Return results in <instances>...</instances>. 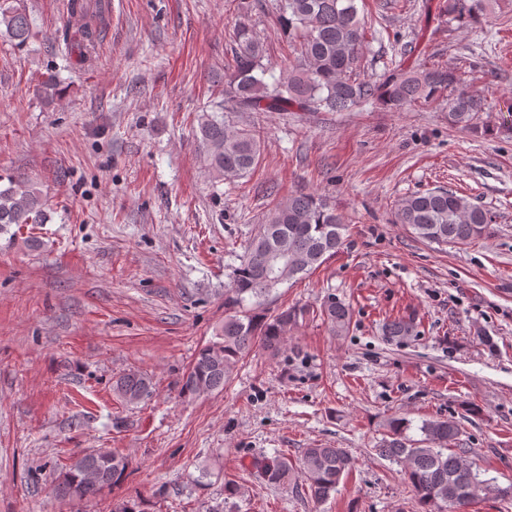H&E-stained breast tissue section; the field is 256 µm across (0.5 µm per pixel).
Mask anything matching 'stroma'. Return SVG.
<instances>
[{
  "label": "stroma",
  "instance_id": "1",
  "mask_svg": "<svg viewBox=\"0 0 512 512\" xmlns=\"http://www.w3.org/2000/svg\"><path fill=\"white\" fill-rule=\"evenodd\" d=\"M102 2L90 63L49 48L67 0H27L28 50L0 41V174L36 184L51 214L0 234V512H111L136 497L147 512H421L404 464L377 452L393 416L414 439L422 421H456L453 445L486 482L466 512H512V0L472 28L439 0H358L377 32L367 73L393 56L461 68L490 101L478 130L424 106L241 112L262 156L220 197L194 130L221 98L237 12L228 0ZM264 2L248 21L279 70L293 54L276 0ZM438 187L488 210V234L437 245L396 222L399 200ZM297 192L335 207L345 246L268 298L272 311L306 309L278 355L253 350L224 391L183 396L245 246ZM330 295L350 310L338 334L320 313ZM395 319L409 335H386ZM130 371L150 378V398L113 392ZM314 443L354 459L325 503L246 466ZM99 448L127 455L126 479L88 503L56 496L57 468ZM228 480L241 497L225 499Z\"/></svg>",
  "mask_w": 512,
  "mask_h": 512
}]
</instances>
